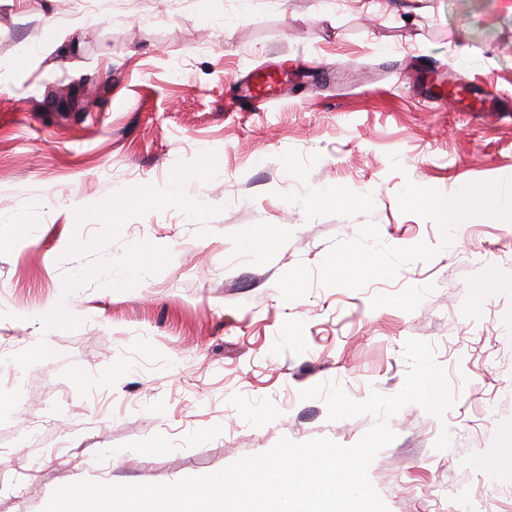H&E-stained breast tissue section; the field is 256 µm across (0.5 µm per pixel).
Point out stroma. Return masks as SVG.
<instances>
[{
    "instance_id": "obj_1",
    "label": "stroma",
    "mask_w": 512,
    "mask_h": 512,
    "mask_svg": "<svg viewBox=\"0 0 512 512\" xmlns=\"http://www.w3.org/2000/svg\"><path fill=\"white\" fill-rule=\"evenodd\" d=\"M368 2L0 0V512L212 474L284 437L353 445L373 417L329 420L301 391L396 393L410 338L456 402L391 419L374 487L389 512H512V471L479 463L512 457V0ZM50 22L67 51L45 48ZM270 74L288 97L226 111L231 83L266 101ZM175 179L192 209L106 208ZM468 186L477 215L451 223ZM145 248L158 267L122 279ZM343 256L374 267L334 277Z\"/></svg>"
}]
</instances>
